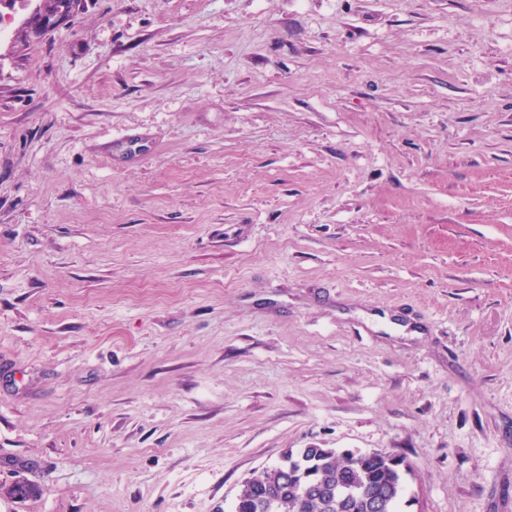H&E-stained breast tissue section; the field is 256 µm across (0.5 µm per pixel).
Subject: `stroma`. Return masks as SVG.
Segmentation results:
<instances>
[{
    "instance_id": "35a3bbf8",
    "label": "stroma",
    "mask_w": 512,
    "mask_h": 512,
    "mask_svg": "<svg viewBox=\"0 0 512 512\" xmlns=\"http://www.w3.org/2000/svg\"><path fill=\"white\" fill-rule=\"evenodd\" d=\"M37 24L0 0V512H232L289 448L512 512V0Z\"/></svg>"
}]
</instances>
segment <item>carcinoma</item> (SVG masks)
I'll return each mask as SVG.
<instances>
[{"instance_id":"carcinoma-1","label":"carcinoma","mask_w":512,"mask_h":512,"mask_svg":"<svg viewBox=\"0 0 512 512\" xmlns=\"http://www.w3.org/2000/svg\"><path fill=\"white\" fill-rule=\"evenodd\" d=\"M305 455L311 474L302 478L275 464L244 480L233 512H397L402 476L384 462L375 467L322 448L287 449Z\"/></svg>"}]
</instances>
